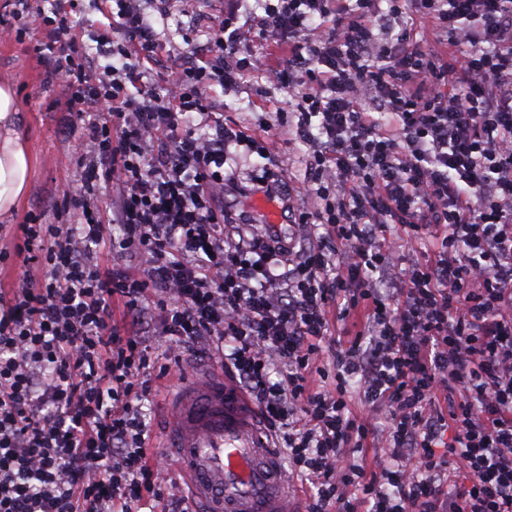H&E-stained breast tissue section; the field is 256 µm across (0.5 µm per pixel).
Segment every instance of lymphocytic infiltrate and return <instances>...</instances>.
I'll return each mask as SVG.
<instances>
[{
    "mask_svg": "<svg viewBox=\"0 0 512 512\" xmlns=\"http://www.w3.org/2000/svg\"><path fill=\"white\" fill-rule=\"evenodd\" d=\"M74 2L10 0L85 148L71 223L0 251L28 266L0 289V512H191L146 406L193 356L257 401L307 512H512V0H390L467 47L452 65L374 25L377 0H226L176 55L148 0H111L92 47ZM259 40L313 145L311 209L210 97ZM235 146L264 159L288 236L225 208ZM426 250L427 247L419 243L409 244L395 256L394 267H392V269L396 274L398 272H404L405 269L411 267L415 262L421 261Z\"/></svg>",
    "mask_w": 512,
    "mask_h": 512,
    "instance_id": "1",
    "label": "lymphocytic infiltrate"
}]
</instances>
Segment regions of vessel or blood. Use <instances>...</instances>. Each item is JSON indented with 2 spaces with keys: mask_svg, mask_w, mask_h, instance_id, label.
Segmentation results:
<instances>
[{
  "mask_svg": "<svg viewBox=\"0 0 512 512\" xmlns=\"http://www.w3.org/2000/svg\"><path fill=\"white\" fill-rule=\"evenodd\" d=\"M164 453L203 512H289L290 482L257 411L227 380L189 375L169 394Z\"/></svg>",
  "mask_w": 512,
  "mask_h": 512,
  "instance_id": "1",
  "label": "vessel or blood"
}]
</instances>
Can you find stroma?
I'll list each match as a JSON object with an SVG mask.
<instances>
[{
    "label": "stroma",
    "mask_w": 512,
    "mask_h": 512,
    "mask_svg": "<svg viewBox=\"0 0 512 512\" xmlns=\"http://www.w3.org/2000/svg\"><path fill=\"white\" fill-rule=\"evenodd\" d=\"M221 0H192L187 10L175 9L154 18V26L170 52L181 51L185 33L206 25L210 17L222 10ZM43 37L37 29L17 39L0 37V80L11 81L15 87L17 109L23 130L34 156V174L27 196L7 232L0 236V248L10 250L22 239L21 226L30 217L45 224H60L64 218L56 207L63 193L81 186V169L64 164V157L76 144L79 133L62 128L66 96L60 88L50 86L40 53ZM213 100L220 106L229 124L257 132L261 123L275 121L277 109L289 113V122H296L295 101L287 90L267 84L256 74L246 75L239 88L216 89ZM309 145L300 142L290 131H283L273 148L280 169L293 192H301L305 184V167ZM25 270L21 257L12 253L0 265V289L10 287Z\"/></svg>",
    "instance_id": "stroma-1"
}]
</instances>
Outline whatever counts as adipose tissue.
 <instances>
[{
    "label": "adipose tissue",
    "instance_id": "ef3b65f1",
    "mask_svg": "<svg viewBox=\"0 0 512 512\" xmlns=\"http://www.w3.org/2000/svg\"><path fill=\"white\" fill-rule=\"evenodd\" d=\"M33 158L19 130L15 93L0 84V221L10 220L26 197Z\"/></svg>",
    "mask_w": 512,
    "mask_h": 512
}]
</instances>
